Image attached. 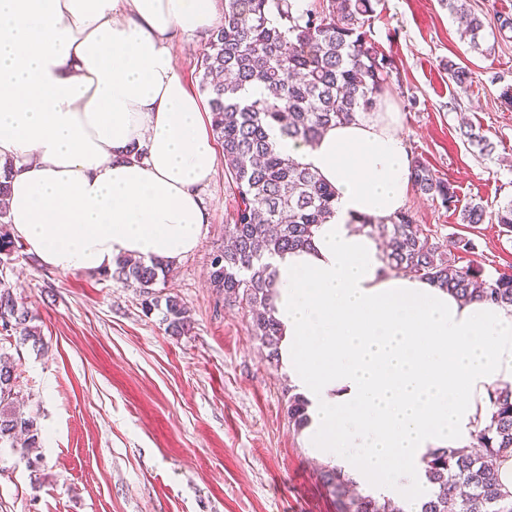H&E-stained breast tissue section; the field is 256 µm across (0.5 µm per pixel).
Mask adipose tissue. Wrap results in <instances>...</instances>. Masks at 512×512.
<instances>
[{
  "label": "adipose tissue",
  "mask_w": 512,
  "mask_h": 512,
  "mask_svg": "<svg viewBox=\"0 0 512 512\" xmlns=\"http://www.w3.org/2000/svg\"><path fill=\"white\" fill-rule=\"evenodd\" d=\"M219 0H0L6 221L46 265L178 262L198 248L217 149L170 46L208 31ZM393 108L278 151L335 191L309 247L270 257L279 363L306 403L307 447L417 512L432 452L473 443L489 392L512 386V305L464 303L387 273L361 220L404 210L412 157Z\"/></svg>",
  "instance_id": "adipose-tissue-1"
}]
</instances>
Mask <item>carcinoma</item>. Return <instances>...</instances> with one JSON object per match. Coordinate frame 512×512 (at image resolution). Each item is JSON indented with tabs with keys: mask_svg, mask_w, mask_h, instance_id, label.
<instances>
[{
	"mask_svg": "<svg viewBox=\"0 0 512 512\" xmlns=\"http://www.w3.org/2000/svg\"><path fill=\"white\" fill-rule=\"evenodd\" d=\"M379 0H319L303 11L293 0H224L221 23L210 31L200 59L201 91L207 94L211 129L222 148L224 174L236 198L230 223L224 225V248L213 254L210 283L224 303L251 315V331L279 360L278 322L274 317V278L266 259L309 244L314 229L334 213L335 191L310 168L281 154L270 132L314 142L323 128L349 123L360 113L377 111L389 86L393 63L373 39L371 25ZM465 19L462 35L481 50L484 21L468 12L466 0H439ZM252 87L260 94L251 96ZM464 138L490 156L494 143L465 123ZM411 178L420 194L458 212L459 223L497 224L512 232V199L489 209L480 201L463 206L454 185L435 177L426 163L413 159ZM0 181V255L15 248L7 230ZM362 228L382 245L390 270L434 281L464 302L479 297L512 305V276L482 278L481 268L459 267L440 239L426 234L404 211L394 217L362 221ZM168 264L159 260L114 261L112 278L133 284L160 306L153 288L165 281ZM167 331L180 336L190 329L184 304L165 297ZM34 316L0 280V329L18 334L21 344H41ZM22 393L11 354L0 350V448L14 445L34 471L40 457L29 449L40 444L37 419L15 406ZM288 421H306L305 403L288 398ZM475 451L446 448L426 462L430 493L420 512H512V496L502 491L499 468L512 457V389L491 393L489 419L477 432ZM319 478L336 503V512H403L388 499L357 487L342 470L324 465Z\"/></svg>",
	"mask_w": 512,
	"mask_h": 512,
	"instance_id": "carcinoma-1",
	"label": "carcinoma"
}]
</instances>
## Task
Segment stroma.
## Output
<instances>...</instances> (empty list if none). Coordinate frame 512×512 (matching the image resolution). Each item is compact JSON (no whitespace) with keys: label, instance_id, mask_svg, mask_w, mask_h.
<instances>
[{"label":"stroma","instance_id":"35a3bbf8","mask_svg":"<svg viewBox=\"0 0 512 512\" xmlns=\"http://www.w3.org/2000/svg\"><path fill=\"white\" fill-rule=\"evenodd\" d=\"M485 23L473 51L439 0H380L373 37L393 61L391 101L412 156L450 181L460 202L512 198V0H467ZM468 70L457 85L449 63ZM469 122L495 144L479 155L459 132ZM209 222L200 246L176 263L161 294L186 306L191 328L173 336L139 289L99 272L65 273L22 247L0 266L34 316L43 349L0 335L14 355L41 431L40 471L0 454V512H336L319 459L289 423L291 383L271 366L248 313L213 290L210 261L224 245L234 199L223 170L202 190ZM415 222L440 239L471 240L457 266L484 278L512 274V234L469 226L411 193Z\"/></svg>","mask_w":512,"mask_h":512}]
</instances>
